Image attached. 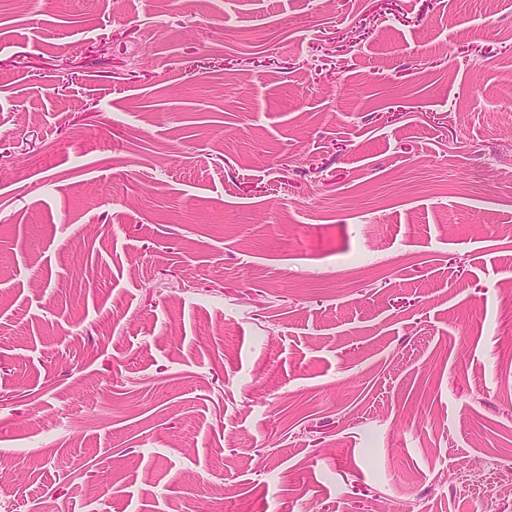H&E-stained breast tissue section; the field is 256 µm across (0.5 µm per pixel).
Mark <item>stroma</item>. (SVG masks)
Returning a JSON list of instances; mask_svg holds the SVG:
<instances>
[{"label":"stroma","mask_w":512,"mask_h":512,"mask_svg":"<svg viewBox=\"0 0 512 512\" xmlns=\"http://www.w3.org/2000/svg\"><path fill=\"white\" fill-rule=\"evenodd\" d=\"M511 270L512 0H0V512H512Z\"/></svg>","instance_id":"stroma-1"}]
</instances>
